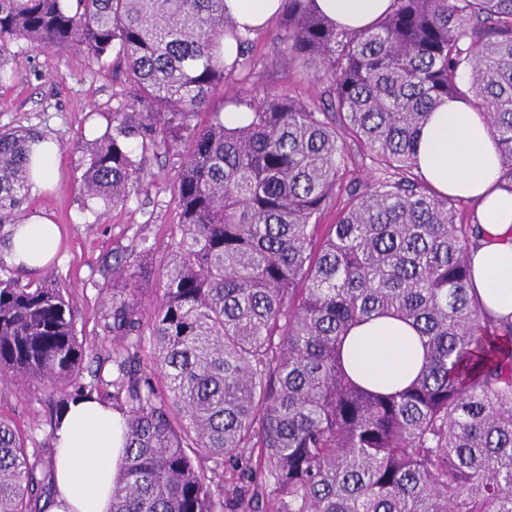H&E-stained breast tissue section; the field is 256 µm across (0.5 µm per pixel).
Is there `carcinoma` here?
<instances>
[{"label":"carcinoma","instance_id":"cac0c4a2","mask_svg":"<svg viewBox=\"0 0 512 512\" xmlns=\"http://www.w3.org/2000/svg\"><path fill=\"white\" fill-rule=\"evenodd\" d=\"M314 2L282 0L275 37L324 85L322 105L238 96L250 120L228 128L211 99L260 60L224 0H0V83L20 44L78 51L92 76L124 69L132 95L86 144V206L126 202L150 153L181 159L180 238L140 237L98 287L109 378L97 359L83 381L94 348L67 289L0 278V383L50 390L59 413L82 399L123 414L110 512H512V322L470 292L478 222L415 173L433 110L467 93L512 191V0H394L356 32ZM229 31L241 51L227 66ZM41 138L0 129V224L21 223ZM350 142L382 177L347 179ZM383 312L426 350L392 393L341 362L348 329ZM35 444L0 418V512L51 500Z\"/></svg>","mask_w":512,"mask_h":512}]
</instances>
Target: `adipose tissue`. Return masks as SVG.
Wrapping results in <instances>:
<instances>
[{"label": "adipose tissue", "mask_w": 512, "mask_h": 512, "mask_svg": "<svg viewBox=\"0 0 512 512\" xmlns=\"http://www.w3.org/2000/svg\"><path fill=\"white\" fill-rule=\"evenodd\" d=\"M281 0H225L240 32L263 30ZM337 25L373 26L393 0H316ZM419 171L436 192L476 205L483 235L472 254V288L492 317L512 321V192L501 185L502 163L481 112L467 97L442 102L420 133ZM60 228L44 214L9 225L0 250L35 271L55 256ZM425 349L408 321L380 314L351 327L342 343L343 366L360 385L381 392L406 387L424 365ZM118 409L94 401L69 404L56 431L57 494L46 512H110L112 479L124 452Z\"/></svg>", "instance_id": "adipose-tissue-1"}]
</instances>
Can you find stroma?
Here are the masks:
<instances>
[{
  "mask_svg": "<svg viewBox=\"0 0 512 512\" xmlns=\"http://www.w3.org/2000/svg\"><path fill=\"white\" fill-rule=\"evenodd\" d=\"M253 54L261 60V74L246 79L240 72L225 75L229 89L245 94L283 90L310 104L319 103V91L302 67L285 63L273 28L253 35ZM13 77L0 84V126L29 127L56 142L60 161L51 188L30 192L28 213L48 215L62 236L48 275L70 290L77 326L94 341L100 356L112 351V338L98 321V284L104 283L114 252L136 244L140 236L166 243L177 233L171 185L178 173L175 158L148 156L145 173L149 195L131 197L123 206L96 205L86 210L78 178L82 173L83 142L109 130L111 111L129 88L121 69L93 78L82 57L31 48L16 53ZM0 417L13 421L22 435H34L42 445L44 462L53 451L44 442L55 417L47 390L37 387H0Z\"/></svg>",
  "mask_w": 512,
  "mask_h": 512,
  "instance_id": "obj_1",
  "label": "stroma"
}]
</instances>
